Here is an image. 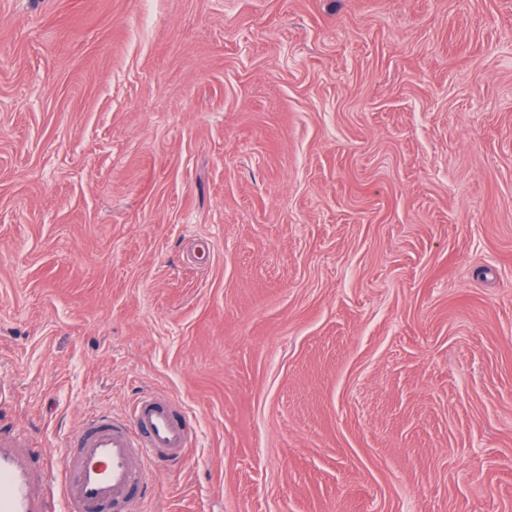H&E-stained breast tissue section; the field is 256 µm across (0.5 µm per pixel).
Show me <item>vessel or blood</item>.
<instances>
[{
	"mask_svg": "<svg viewBox=\"0 0 512 512\" xmlns=\"http://www.w3.org/2000/svg\"><path fill=\"white\" fill-rule=\"evenodd\" d=\"M191 440L186 417L159 393L138 398L125 417L88 418L57 459L34 460L0 437V512H141L149 461L180 458Z\"/></svg>",
	"mask_w": 512,
	"mask_h": 512,
	"instance_id": "b4317fda",
	"label": "vessel or blood"
}]
</instances>
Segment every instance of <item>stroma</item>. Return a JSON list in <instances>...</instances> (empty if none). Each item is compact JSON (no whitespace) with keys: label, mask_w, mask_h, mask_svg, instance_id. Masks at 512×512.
Instances as JSON below:
<instances>
[{"label":"stroma","mask_w":512,"mask_h":512,"mask_svg":"<svg viewBox=\"0 0 512 512\" xmlns=\"http://www.w3.org/2000/svg\"><path fill=\"white\" fill-rule=\"evenodd\" d=\"M0 385L174 398L146 512H512V0H0Z\"/></svg>","instance_id":"stroma-1"}]
</instances>
